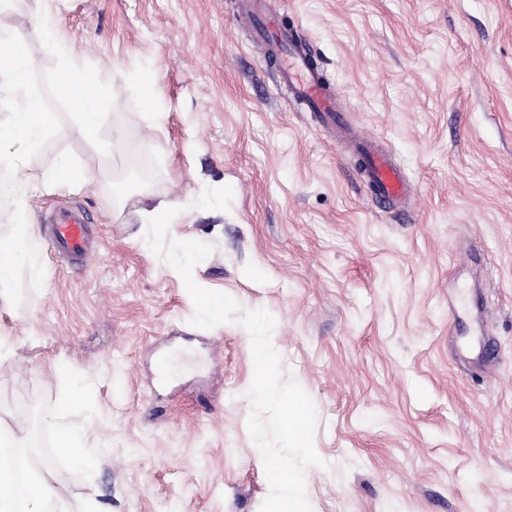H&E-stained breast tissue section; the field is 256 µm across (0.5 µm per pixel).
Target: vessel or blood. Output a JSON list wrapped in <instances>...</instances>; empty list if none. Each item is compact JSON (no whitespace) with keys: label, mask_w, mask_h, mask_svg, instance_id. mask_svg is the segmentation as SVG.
Instances as JSON below:
<instances>
[{"label":"vessel or blood","mask_w":512,"mask_h":512,"mask_svg":"<svg viewBox=\"0 0 512 512\" xmlns=\"http://www.w3.org/2000/svg\"><path fill=\"white\" fill-rule=\"evenodd\" d=\"M250 19L257 32L266 37L279 55V75L287 83L291 95L315 112L322 123L345 133L339 115L338 95L330 87L323 70L312 52L296 33H283L276 18L251 10ZM350 146L361 165L357 175L370 190L375 203L386 205L412 194V187L401 168L369 140L350 138ZM50 239L54 251L74 258L89 255V227L84 210L63 207L55 210L50 219Z\"/></svg>","instance_id":"vessel-or-blood-1"}]
</instances>
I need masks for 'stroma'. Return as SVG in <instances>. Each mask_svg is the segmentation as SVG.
<instances>
[{"label":"stroma","mask_w":512,"mask_h":512,"mask_svg":"<svg viewBox=\"0 0 512 512\" xmlns=\"http://www.w3.org/2000/svg\"><path fill=\"white\" fill-rule=\"evenodd\" d=\"M48 6L76 63L122 70L109 128L151 169L99 155L68 120L27 163L40 175L69 151L93 173L30 193L43 284L0 310V420L32 405L47 438L76 428L90 450L47 455L70 512L89 497L260 512L270 493L248 430L252 347L240 324L192 325L141 221L162 200L169 239L212 248L197 284L275 319L283 377L317 412L312 512H512V0H261L315 52L347 129L405 170L404 212L373 205L346 141L280 84L245 0ZM0 27L52 67L28 0H0ZM60 206L91 218L86 262L46 241ZM60 363L87 404L60 403Z\"/></svg>","instance_id":"stroma-1"}]
</instances>
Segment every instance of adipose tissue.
<instances>
[{
	"label": "adipose tissue",
	"mask_w": 512,
	"mask_h": 512,
	"mask_svg": "<svg viewBox=\"0 0 512 512\" xmlns=\"http://www.w3.org/2000/svg\"><path fill=\"white\" fill-rule=\"evenodd\" d=\"M28 445V435L22 417L11 424L0 423V512H52L61 496L54 485L52 473L40 466H30L22 493H15L18 478L11 465L18 453Z\"/></svg>",
	"instance_id": "adipose-tissue-1"
}]
</instances>
